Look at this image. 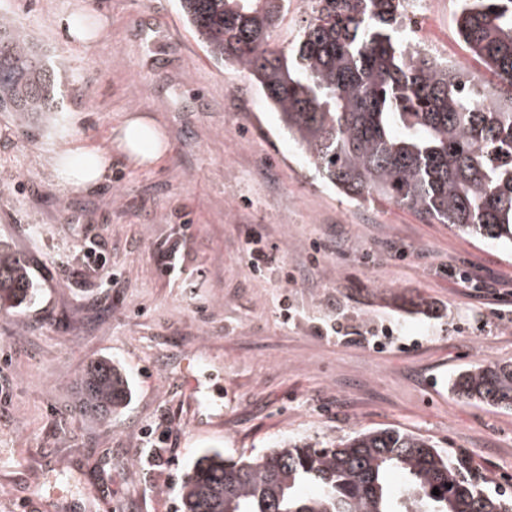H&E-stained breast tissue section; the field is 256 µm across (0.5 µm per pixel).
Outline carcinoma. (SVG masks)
Instances as JSON below:
<instances>
[{"label":"carcinoma","mask_w":512,"mask_h":512,"mask_svg":"<svg viewBox=\"0 0 512 512\" xmlns=\"http://www.w3.org/2000/svg\"><path fill=\"white\" fill-rule=\"evenodd\" d=\"M218 63L244 71L280 128L321 179L351 200H385L426 224L512 243V0H462L459 36L497 80L486 102L473 77L400 38L401 0H310L295 41L277 42L288 0H180ZM53 67L20 26L0 20V112H55ZM37 293L24 261L0 246V313ZM71 416L112 420L131 397L109 359L77 380ZM457 396L512 410V364L460 371ZM400 473L402 492L388 476ZM474 463L421 435L369 428L320 446L283 440L261 459H197L181 486L183 512H512ZM313 486L316 492L301 489ZM440 491L432 494L433 489Z\"/></svg>","instance_id":"obj_1"}]
</instances>
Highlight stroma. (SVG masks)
Returning a JSON list of instances; mask_svg holds the SVG:
<instances>
[{"instance_id": "1", "label": "stroma", "mask_w": 512, "mask_h": 512, "mask_svg": "<svg viewBox=\"0 0 512 512\" xmlns=\"http://www.w3.org/2000/svg\"><path fill=\"white\" fill-rule=\"evenodd\" d=\"M78 1L100 27L89 46L57 24ZM458 10L437 0L425 37L493 94ZM0 15L43 46L63 91L28 136L0 112V242L39 290L0 317V512H182L181 484L207 451L260 457L373 427L432 438L512 496V411L448 389L470 365L512 362L511 252L325 184L247 75L208 58L178 0H0ZM130 116L161 128L158 162L116 152L98 187L59 182L57 152L108 146ZM253 235L280 268L249 270ZM175 243L183 268L169 277L162 250ZM89 247L118 282L79 270ZM416 295L428 312L388 304ZM330 322L340 334L317 333ZM387 326L391 346L367 344ZM102 356L127 373L131 400L109 421L73 417L76 381Z\"/></svg>"}]
</instances>
